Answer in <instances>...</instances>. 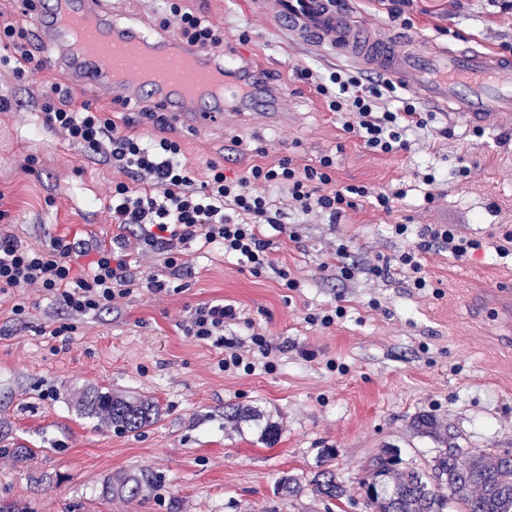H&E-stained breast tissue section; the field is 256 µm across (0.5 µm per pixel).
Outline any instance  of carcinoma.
<instances>
[{"mask_svg":"<svg viewBox=\"0 0 512 512\" xmlns=\"http://www.w3.org/2000/svg\"><path fill=\"white\" fill-rule=\"evenodd\" d=\"M81 412L121 432H137L159 418V407L151 401H127L98 390L86 396ZM413 425L439 448L425 469L397 468L394 448L374 458L362 481L371 512H512V455L450 447V436L431 417H419ZM309 485L323 498L344 494L330 469L313 473Z\"/></svg>","mask_w":512,"mask_h":512,"instance_id":"carcinoma-1","label":"carcinoma"}]
</instances>
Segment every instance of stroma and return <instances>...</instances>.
I'll return each instance as SVG.
<instances>
[{
  "instance_id": "stroma-1",
  "label": "stroma",
  "mask_w": 512,
  "mask_h": 512,
  "mask_svg": "<svg viewBox=\"0 0 512 512\" xmlns=\"http://www.w3.org/2000/svg\"><path fill=\"white\" fill-rule=\"evenodd\" d=\"M364 20L415 38L481 40L496 51L512 46V9L502 0H348ZM184 7L249 32L248 61L270 73L288 95V109L272 116L252 109L229 112L220 130L189 131L169 124L196 178L209 163L231 157L245 173L282 157L298 165L336 157V179L382 190L409 186L407 198L382 212L363 202L345 222L304 224L291 242L271 227L275 269L255 276L225 259L220 247H181L184 276L172 290L134 291L114 309L78 317L67 336L45 326L62 313L35 291L0 295V512H369L361 485L370 460L395 448L403 465L424 466L435 443L417 434L419 416L437 419L460 445L489 453L512 452V353L498 342V327L464 303L482 287L481 269L512 286V259L479 251L458 260L444 249L423 254L429 286L408 287L403 276L380 279L361 272L339 281L324 265L334 245H349L360 262L391 258L412 248L389 225L458 224L493 243L512 230V143L494 121L471 137L463 123L426 109L427 127L408 149L368 150L343 131L318 95L298 80L297 68L342 67L333 53L313 54L291 42L249 0H183ZM116 23L145 31L162 29L161 0H110ZM46 76L16 78L0 64V95L13 99L0 111V232L32 246L68 233L123 247L134 271L162 273L159 257L142 253L129 230L112 222L110 191L120 175L90 160L63 135L43 125L38 103ZM453 127L443 135V127ZM36 157L27 169L28 157ZM433 168L435 203L414 188L416 174ZM303 280L285 288L280 271ZM26 300L29 316L11 319ZM343 300L347 317L330 327L307 322L314 309ZM233 304L241 319L226 338L246 341L263 333L281 351L271 367L227 374L221 349L184 335L183 320L199 303ZM109 390L129 399L157 402L161 416L141 431L123 434L81 416L83 392ZM260 409L279 427L269 446L245 422L224 417L225 405ZM34 454L23 460L16 449ZM329 468L346 490L327 502L307 482ZM155 481L151 493L121 489L131 475ZM304 482L293 497L278 492L281 477Z\"/></svg>"
}]
</instances>
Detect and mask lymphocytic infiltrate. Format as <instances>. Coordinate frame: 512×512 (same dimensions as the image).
I'll return each mask as SVG.
<instances>
[{
    "mask_svg": "<svg viewBox=\"0 0 512 512\" xmlns=\"http://www.w3.org/2000/svg\"><path fill=\"white\" fill-rule=\"evenodd\" d=\"M168 25L181 42L217 46L224 29L203 16L182 10L179 0H169ZM297 77L323 98L344 131L354 134L365 147L390 153L407 148V132L427 126L413 98L399 95L391 82L360 71L328 72L306 66ZM44 122L67 140L84 149L89 158L110 164L120 173L112 184V221L131 228L144 252L162 258L166 276H137L121 251L114 247H86L83 240L59 235L47 245L30 246L10 235H0V293H25L33 288L71 315H96L114 309L136 287L159 293L183 271L177 260L179 244L202 239L205 245L222 247L227 257L244 270L261 275L273 267L270 243L260 227L269 225L299 238L296 227L286 226L284 209L324 224H339L364 200L390 211L395 200L406 195L403 187L375 191L365 185L336 181V158L322 155L302 167L291 159L276 164H256L245 174L228 175L223 164L208 166L205 180H196L184 157L180 141L163 136L134 134L119 125L111 112L76 102L60 84L49 87L40 104ZM447 248L458 259L482 248L480 239L456 224H427L416 246L394 258L361 265L347 245L334 251L337 278L348 280L360 270L378 277L400 275L411 287L427 288L421 255L432 247ZM87 254V269H76L75 256ZM240 314L231 304L202 303L185 321L186 336L222 348L219 365L225 371H253L250 353L228 344L224 333Z\"/></svg>",
    "mask_w": 512,
    "mask_h": 512,
    "instance_id": "f902f5d3",
    "label": "lymphocytic infiltrate"
}]
</instances>
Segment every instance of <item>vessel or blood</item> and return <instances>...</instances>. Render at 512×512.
I'll list each match as a JSON object with an SVG mask.
<instances>
[{
	"label": "vessel or blood",
	"mask_w": 512,
	"mask_h": 512,
	"mask_svg": "<svg viewBox=\"0 0 512 512\" xmlns=\"http://www.w3.org/2000/svg\"><path fill=\"white\" fill-rule=\"evenodd\" d=\"M314 50H332L348 63L376 72L418 100L470 125L495 116L512 131V54L489 51L472 41L414 40L371 27L339 0H251ZM36 28L52 53L45 71H65L74 96L94 89L117 101L147 100L182 127L201 130L223 124L228 94L208 92L215 81L240 67L242 55L225 41L222 61L207 46H186L174 31H121L104 0H27ZM507 327L512 347V289L493 286L474 296Z\"/></svg>",
	"instance_id": "obj_1"
}]
</instances>
